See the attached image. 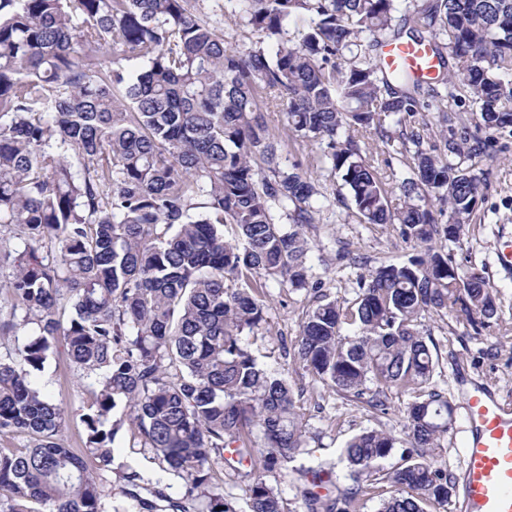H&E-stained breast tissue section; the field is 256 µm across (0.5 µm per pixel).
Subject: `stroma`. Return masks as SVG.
<instances>
[{
  "label": "stroma",
  "instance_id": "stroma-1",
  "mask_svg": "<svg viewBox=\"0 0 512 512\" xmlns=\"http://www.w3.org/2000/svg\"><path fill=\"white\" fill-rule=\"evenodd\" d=\"M264 118L270 131L282 136L284 156L306 164L308 174L320 179L333 199L315 223L305 228L315 246L313 281L330 298L355 299L360 273L382 262H404L412 255V248L398 239L390 226L361 223L353 210L338 202V195L345 192L341 179L321 176L319 170L309 166L308 160L318 147L289 133L286 112L270 110ZM480 136L487 139L493 155L485 164L486 184L463 240L450 244L449 249L462 268L483 272L497 296L498 313L479 330L464 321L434 316L424 320L420 332L436 346L439 369L433 382L438 388L448 390L459 402L471 384H487L502 400L512 403V271L502 270L496 262L499 249L512 242V131L484 130ZM311 297L308 290L271 285L267 323L247 341L261 364L271 370L288 368L290 381L303 390L300 405L309 451L297 457L296 466L308 468L327 461L335 463V471L340 474L345 467L341 460L345 443L366 428L399 431L411 397L392 393L388 415L379 417L315 382L302 366H286L283 348L295 341ZM42 378L67 412L60 433L62 443L82 451L85 433L80 416L93 399L91 392L62 351L46 366Z\"/></svg>",
  "mask_w": 512,
  "mask_h": 512
}]
</instances>
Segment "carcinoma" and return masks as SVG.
I'll return each instance as SVG.
<instances>
[{
	"label": "carcinoma",
	"instance_id": "1",
	"mask_svg": "<svg viewBox=\"0 0 512 512\" xmlns=\"http://www.w3.org/2000/svg\"><path fill=\"white\" fill-rule=\"evenodd\" d=\"M203 2L0 0V337H14L0 354V433L28 437L0 448V512H287L266 474L305 451L303 389L244 336L266 324L269 283L312 287L303 228L324 193L283 163L268 99L318 144L316 168L341 176L358 217L417 250L358 276L352 301L314 296L302 317L288 357L314 380L381 414L388 393L412 396L399 433L346 442L343 493L314 491L334 468L298 469L302 503L361 512L386 484L377 512H440L455 482L432 449L454 405L432 385L439 358L418 326L436 314L477 330L498 305L446 246L478 205L487 141L427 113L512 127V0H224L258 35L244 51ZM405 36L430 46L436 77L380 66ZM368 129L409 176L361 151ZM436 137L439 154L424 148ZM60 342L95 395L83 455L60 442L66 411L37 381ZM127 422L158 470L124 466L118 499L86 458L109 466ZM219 462L248 466L245 507L215 482Z\"/></svg>",
	"mask_w": 512,
	"mask_h": 512
}]
</instances>
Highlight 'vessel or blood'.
<instances>
[{
	"label": "vessel or blood",
	"instance_id": "1",
	"mask_svg": "<svg viewBox=\"0 0 512 512\" xmlns=\"http://www.w3.org/2000/svg\"><path fill=\"white\" fill-rule=\"evenodd\" d=\"M380 64L389 71L407 70L422 80L438 70L429 47L414 43L386 44ZM463 418L464 512H512V408L490 389L476 386L465 399Z\"/></svg>",
	"mask_w": 512,
	"mask_h": 512
}]
</instances>
